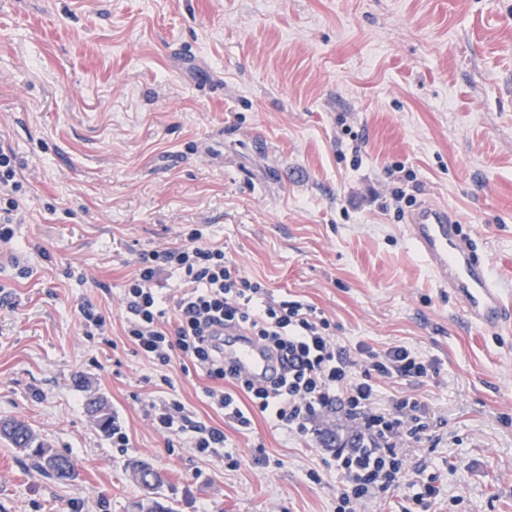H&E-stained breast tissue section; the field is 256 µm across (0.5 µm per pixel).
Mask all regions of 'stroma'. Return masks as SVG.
<instances>
[{"label":"stroma","instance_id":"stroma-1","mask_svg":"<svg viewBox=\"0 0 512 512\" xmlns=\"http://www.w3.org/2000/svg\"><path fill=\"white\" fill-rule=\"evenodd\" d=\"M0 142L26 188L0 244V420L77 462L59 482L0 441V512H134L133 458L174 512H336L318 438L225 422L201 372L175 362L160 386L127 342L138 253L193 228L321 310L347 349L425 355L427 382L379 404L423 405L408 462L437 475L432 512H512V323L466 322L392 202L399 186L447 206L512 285V0H0ZM397 162L414 181L390 176ZM87 304L108 337L86 335ZM171 396L223 429V459L155 427Z\"/></svg>","mask_w":512,"mask_h":512}]
</instances>
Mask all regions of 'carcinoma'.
Wrapping results in <instances>:
<instances>
[{
  "instance_id": "1",
  "label": "carcinoma",
  "mask_w": 512,
  "mask_h": 512,
  "mask_svg": "<svg viewBox=\"0 0 512 512\" xmlns=\"http://www.w3.org/2000/svg\"><path fill=\"white\" fill-rule=\"evenodd\" d=\"M0 439L8 442L17 451L32 457L35 468L55 480L67 482L75 477V461L70 456L37 441L26 423L15 419L0 420ZM131 469L143 472L153 479V484L146 491L145 497L136 503L138 512H173L172 506L157 497L158 489L163 484L162 475L142 460L132 462Z\"/></svg>"
}]
</instances>
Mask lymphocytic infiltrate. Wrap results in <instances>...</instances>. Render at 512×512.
I'll return each mask as SVG.
<instances>
[{
  "label": "lymphocytic infiltrate",
  "mask_w": 512,
  "mask_h": 512,
  "mask_svg": "<svg viewBox=\"0 0 512 512\" xmlns=\"http://www.w3.org/2000/svg\"><path fill=\"white\" fill-rule=\"evenodd\" d=\"M12 148L0 144V242L14 237L23 185ZM200 229L163 251L144 250L124 288L128 312L125 334L134 351L149 362L170 365L187 359L213 382L205 396L225 419L246 428L252 413L298 435L319 433L329 412L350 424L344 443L327 446L325 464L340 478L336 512H354L365 500L391 491L411 489L410 501L429 512L439 493L436 476L427 468L407 466V448L419 443L427 424L421 403L412 396L393 398L378 407L383 382L428 378L432 364L404 345L375 349L361 343L349 351L329 334L330 323L313 305L295 298L268 296L264 285L242 275L223 247L203 243ZM179 273L183 293L162 295L161 277ZM234 328L255 337L285 368L277 383L264 386L228 373L224 331ZM248 408H241L239 396ZM159 430L186 436L193 448L220 457L225 436L220 428L196 420L185 405L168 401L155 414Z\"/></svg>",
  "instance_id": "f902f5d3"
}]
</instances>
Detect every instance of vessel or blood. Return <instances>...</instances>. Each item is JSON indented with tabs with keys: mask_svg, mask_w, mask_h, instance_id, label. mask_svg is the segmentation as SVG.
Here are the masks:
<instances>
[{
	"mask_svg": "<svg viewBox=\"0 0 512 512\" xmlns=\"http://www.w3.org/2000/svg\"><path fill=\"white\" fill-rule=\"evenodd\" d=\"M405 232L436 282L459 299L469 324L484 327L512 321V297L465 241L460 224L446 207L417 206ZM224 357L242 374L256 379L275 377L282 370L280 361L256 341L235 335L225 337Z\"/></svg>",
	"mask_w": 512,
	"mask_h": 512,
	"instance_id": "vessel-or-blood-1",
	"label": "vessel or blood"
}]
</instances>
